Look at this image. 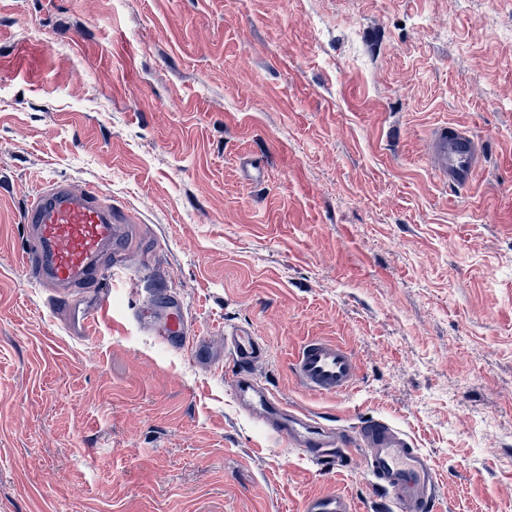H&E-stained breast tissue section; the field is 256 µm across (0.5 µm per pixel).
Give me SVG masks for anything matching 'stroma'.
I'll use <instances>...</instances> for the list:
<instances>
[{"label":"stroma","instance_id":"stroma-1","mask_svg":"<svg viewBox=\"0 0 512 512\" xmlns=\"http://www.w3.org/2000/svg\"><path fill=\"white\" fill-rule=\"evenodd\" d=\"M482 144L466 192L431 128ZM51 179L136 213L112 310L73 335L26 280L19 217ZM177 294L256 378L339 430L385 418L446 512H512V0H0V512H398L354 449L315 463L133 314ZM359 379L302 388L303 341ZM482 146L466 128L454 124L434 127L427 141V160L439 179L459 191L469 190L481 166ZM291 369L306 390L320 395H340L356 384L358 365L345 346L320 338H310L293 356ZM347 496L341 493L315 495L303 501L302 512H352Z\"/></svg>","mask_w":512,"mask_h":512}]
</instances>
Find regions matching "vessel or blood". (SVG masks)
<instances>
[{
  "mask_svg": "<svg viewBox=\"0 0 512 512\" xmlns=\"http://www.w3.org/2000/svg\"><path fill=\"white\" fill-rule=\"evenodd\" d=\"M481 156L479 140L466 127L445 123L429 133L428 163L449 187L469 190ZM21 222L27 234L21 259L24 275L50 293L52 309L65 315L76 335H89L112 307V294L103 289V282L137 247L134 215L113 207L111 198L95 186L47 181L35 188ZM135 321L168 348L189 353L202 369L232 358L237 366L233 394L238 407L288 447L317 462L334 459L342 448L362 449L373 484L391 496L399 512H437L438 474L411 436L382 418L362 422L355 433L343 434L288 409L253 374L267 351L249 329H233L221 343L199 335L173 293L146 297ZM291 369L303 388L320 395L346 393L358 379L353 353L320 338L303 343ZM302 512H352V506L341 493L315 495L304 500Z\"/></svg>",
  "mask_w": 512,
  "mask_h": 512,
  "instance_id": "obj_1",
  "label": "vessel or blood"
}]
</instances>
